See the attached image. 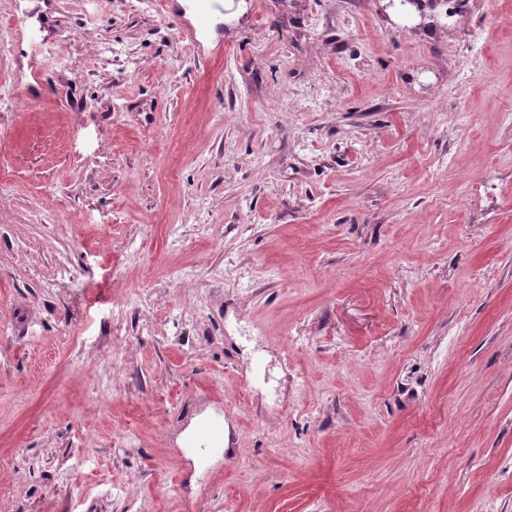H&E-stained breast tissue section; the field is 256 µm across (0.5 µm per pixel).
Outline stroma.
Segmentation results:
<instances>
[{
    "mask_svg": "<svg viewBox=\"0 0 512 512\" xmlns=\"http://www.w3.org/2000/svg\"><path fill=\"white\" fill-rule=\"evenodd\" d=\"M224 8L0 0V512H512V0Z\"/></svg>",
    "mask_w": 512,
    "mask_h": 512,
    "instance_id": "35a3bbf8",
    "label": "stroma"
}]
</instances>
